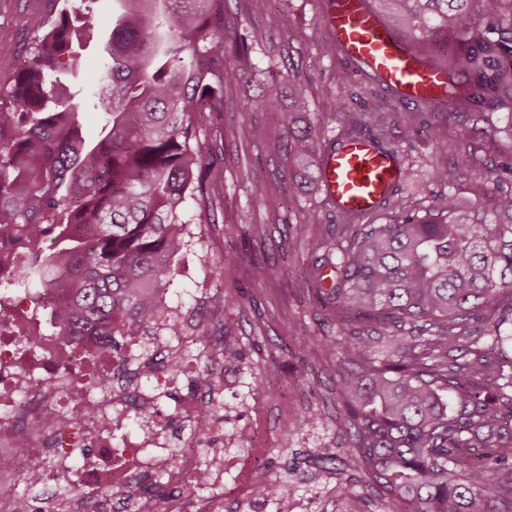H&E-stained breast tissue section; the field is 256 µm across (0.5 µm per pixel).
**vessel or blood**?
Returning <instances> with one entry per match:
<instances>
[{
	"mask_svg": "<svg viewBox=\"0 0 512 512\" xmlns=\"http://www.w3.org/2000/svg\"><path fill=\"white\" fill-rule=\"evenodd\" d=\"M323 24L344 58L368 68L398 90L405 101L441 97L448 87L445 70L425 66L408 50L364 0H337ZM397 150L361 136L344 140L324 155L320 186L338 212L364 217L376 212L387 193L400 179Z\"/></svg>",
	"mask_w": 512,
	"mask_h": 512,
	"instance_id": "obj_1",
	"label": "vessel or blood"
}]
</instances>
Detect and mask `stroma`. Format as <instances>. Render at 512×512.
<instances>
[{"mask_svg":"<svg viewBox=\"0 0 512 512\" xmlns=\"http://www.w3.org/2000/svg\"><path fill=\"white\" fill-rule=\"evenodd\" d=\"M74 0H0V44L22 46L34 38L30 18ZM227 18L239 28L264 25L271 11L281 26L249 54L251 78L225 100L219 122L224 127V207L213 224H195L193 243L179 260L180 272L165 295L166 303L195 311L199 293H216L219 302L202 322L205 335L234 346L238 358L224 362V421L209 441L227 456L248 454L244 433L257 437L265 476L286 485L282 501L241 503V491L224 494L221 512H347L346 490L364 493L360 472L347 453L349 436L340 425L343 404L335 354L303 345L314 335L336 340V322L315 298L309 271L316 261L338 260L333 231L342 217L319 187L298 184L284 137L293 124L289 89L305 88L312 119L325 128L326 141L340 138L349 126L360 135L378 138L398 150L412 178L400 182V194L417 211L448 193H464L466 175L435 179L434 169L447 168L451 155L436 151L437 129L431 121L415 122L410 138L401 133L398 93L359 66L326 56L322 44L326 0H229ZM394 104V111L375 109L376 96ZM279 107L264 108L268 97ZM250 110H241V102ZM459 121L447 126L449 139L461 140L478 157L491 162L500 185L512 184V139L488 135L489 123L506 126L512 106L485 96L462 105ZM255 137L240 139V127ZM271 194L284 200L276 213L263 201ZM318 216L316 228L302 224L305 213ZM235 263L224 265L225 253ZM263 279H254L253 267Z\"/></svg>","mask_w":512,"mask_h":512,"instance_id":"obj_1","label":"stroma"}]
</instances>
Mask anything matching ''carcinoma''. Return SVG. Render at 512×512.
<instances>
[{
    "mask_svg": "<svg viewBox=\"0 0 512 512\" xmlns=\"http://www.w3.org/2000/svg\"><path fill=\"white\" fill-rule=\"evenodd\" d=\"M98 0H79L48 21L18 58L14 84L0 92V239L20 288L52 334L69 343L96 336L118 349L139 336H177L159 324L160 301L191 243L188 225L212 224L223 204L220 127L202 121L224 111V97L248 73L253 47L280 27L239 32L224 0H113L97 83L99 132L68 78L88 69L83 43L102 32ZM424 41L456 28L480 0H376ZM465 29L467 48L451 60L448 97L487 92L512 98V0ZM497 34V39L490 34ZM475 73L473 86L455 74ZM300 166H317L324 126L286 130ZM467 171V208L450 193L424 215L390 192L386 224L345 218L336 225L341 262L317 295L336 320L342 346L343 425L365 486L395 512H504L512 505V358L500 346L512 315V189L462 144L440 136ZM509 308H503L504 298ZM386 338L392 355L375 357ZM463 352L460 360L457 352ZM452 393L445 400L443 392Z\"/></svg>",
    "mask_w": 512,
    "mask_h": 512,
    "instance_id": "cac0c4a2",
    "label": "carcinoma"
}]
</instances>
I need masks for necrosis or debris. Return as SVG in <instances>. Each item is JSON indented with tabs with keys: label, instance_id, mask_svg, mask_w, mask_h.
I'll return each instance as SVG.
<instances>
[{
	"label": "necrosis or debris",
	"instance_id": "obj_1",
	"mask_svg": "<svg viewBox=\"0 0 512 512\" xmlns=\"http://www.w3.org/2000/svg\"><path fill=\"white\" fill-rule=\"evenodd\" d=\"M31 307L20 289L0 290V512H25L17 483L32 472L36 486L68 487L49 499L50 512H100L105 489L142 500L146 483L162 472L169 484L205 489L195 512H218L229 475L245 471L251 487L263 485L260 459L245 470L223 456L206 466L198 452L178 454L170 444L163 400L191 370L189 348L199 341L193 330L152 354L141 352L139 337H128L123 354L101 357L92 370L87 354L97 350L95 340L74 345L43 336L36 349L24 346L23 314ZM223 381L220 372L197 378L196 390L174 407L198 436L211 429V396Z\"/></svg>",
	"mask_w": 512,
	"mask_h": 512
}]
</instances>
